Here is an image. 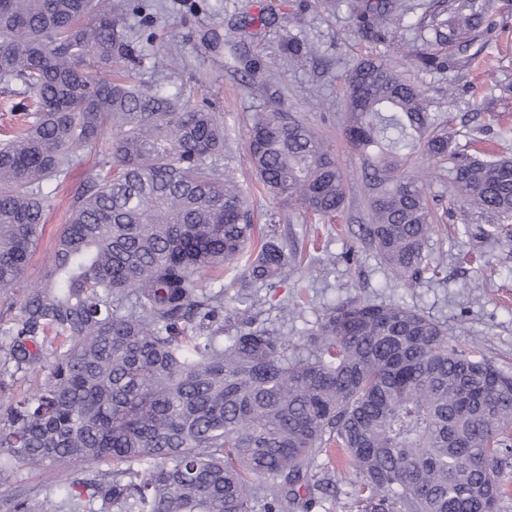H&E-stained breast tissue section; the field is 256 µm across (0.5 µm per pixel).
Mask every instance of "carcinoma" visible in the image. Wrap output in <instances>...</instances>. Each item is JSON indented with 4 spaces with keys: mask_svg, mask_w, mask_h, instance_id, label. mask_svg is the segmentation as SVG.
I'll return each mask as SVG.
<instances>
[{
    "mask_svg": "<svg viewBox=\"0 0 512 512\" xmlns=\"http://www.w3.org/2000/svg\"><path fill=\"white\" fill-rule=\"evenodd\" d=\"M361 34L388 42L399 0H352ZM112 0H0V82L34 112L0 140V291L36 249L46 202L79 152L101 172L76 193L42 281L0 319V486L14 463L111 465L10 501L7 512H315L333 492L329 448L356 474L357 512H502L512 497V372L405 303L325 309L306 357L258 320L252 289L276 288L297 248L257 233L247 191L220 171L224 116L133 76L142 57ZM448 18H442L443 14ZM493 20L469 0H434L406 56L453 70ZM248 88L272 98L245 62ZM344 138L365 157L358 241L406 288L442 267L425 253L431 182L491 217L512 215V159L456 149L423 89L381 55L344 76ZM273 198L331 221L345 176L330 143L273 102L247 132ZM244 264L233 305L224 270Z\"/></svg>",
    "mask_w": 512,
    "mask_h": 512,
    "instance_id": "1",
    "label": "carcinoma"
}]
</instances>
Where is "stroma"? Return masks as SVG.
I'll return each instance as SVG.
<instances>
[{
    "mask_svg": "<svg viewBox=\"0 0 512 512\" xmlns=\"http://www.w3.org/2000/svg\"><path fill=\"white\" fill-rule=\"evenodd\" d=\"M472 2L475 9L494 15L496 23L480 33L481 52L444 47V55L462 65L453 83L447 71L420 67L362 37L355 15L340 0H145L143 15H127L128 34L143 57L137 70L140 83L161 91L185 89L223 112L228 144L218 166L247 188L258 224L285 226L289 240L300 244L312 220L286 214L255 180L247 127L263 102L250 94L234 44L245 47L282 104L304 115L329 140L348 176L345 209L334 223L321 225L317 250L278 288L256 291L261 318L281 327L291 352H306L307 335L324 308L353 299L393 301L415 306L447 328L449 337L476 343L512 370V217L506 221L510 236L488 240L485 231L491 217L454 199L447 184L434 183L431 190L442 196L447 211L446 227L432 234L426 252L443 263L444 271L437 279L424 276L411 289L341 230L345 224L364 223L366 214L362 160L342 135L343 76L358 56L381 53L393 66L408 71L430 98L433 112L453 129L461 149L512 157V0ZM259 14L264 17L260 23L255 20ZM294 38L311 51L301 67L282 49L285 40ZM97 168L96 151L84 150L67 186L48 199L39 246L17 288L0 294V317L14 315L29 284L42 279L45 257L75 192ZM106 468L103 462L79 464L68 472L84 478ZM16 470V481L0 489V500L35 494L68 473L58 465L33 469L20 464Z\"/></svg>",
    "mask_w": 512,
    "mask_h": 512,
    "instance_id": "stroma-1",
    "label": "stroma"
}]
</instances>
